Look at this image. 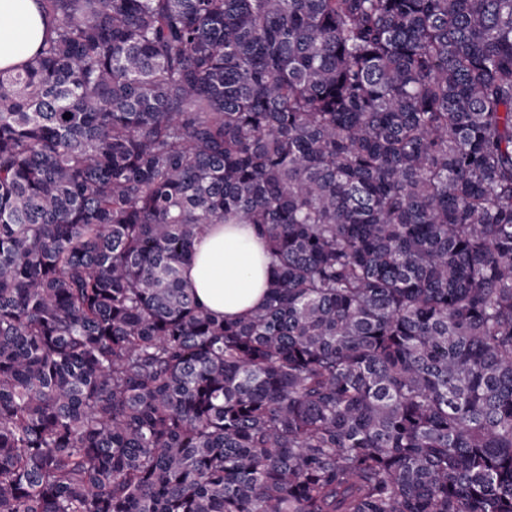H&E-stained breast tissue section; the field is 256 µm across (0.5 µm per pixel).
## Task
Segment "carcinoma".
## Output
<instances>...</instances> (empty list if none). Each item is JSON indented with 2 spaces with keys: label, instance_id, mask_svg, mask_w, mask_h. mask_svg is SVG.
<instances>
[{
  "label": "carcinoma",
  "instance_id": "carcinoma-1",
  "mask_svg": "<svg viewBox=\"0 0 512 512\" xmlns=\"http://www.w3.org/2000/svg\"><path fill=\"white\" fill-rule=\"evenodd\" d=\"M39 4L0 512H512V0ZM210 224L273 258L238 319L183 287Z\"/></svg>",
  "mask_w": 512,
  "mask_h": 512
}]
</instances>
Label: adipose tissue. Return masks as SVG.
<instances>
[{"label":"adipose tissue","instance_id":"ef3b65f1","mask_svg":"<svg viewBox=\"0 0 512 512\" xmlns=\"http://www.w3.org/2000/svg\"><path fill=\"white\" fill-rule=\"evenodd\" d=\"M47 24L37 0H0V69L14 68L38 49ZM272 259L250 224H213L196 238L183 266L186 288L210 311L234 318L267 295Z\"/></svg>","mask_w":512,"mask_h":512}]
</instances>
